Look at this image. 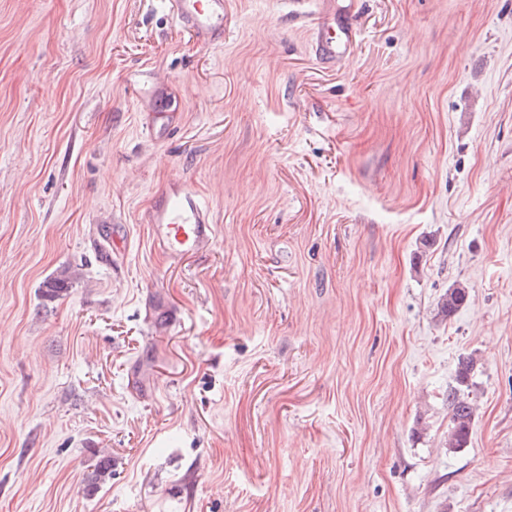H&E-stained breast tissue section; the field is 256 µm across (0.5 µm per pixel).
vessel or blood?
Listing matches in <instances>:
<instances>
[{
    "instance_id": "obj_1",
    "label": "vessel or blood",
    "mask_w": 512,
    "mask_h": 512,
    "mask_svg": "<svg viewBox=\"0 0 512 512\" xmlns=\"http://www.w3.org/2000/svg\"><path fill=\"white\" fill-rule=\"evenodd\" d=\"M169 14L196 42L210 46L224 40L225 0H164ZM335 0H289L296 12L308 15V48L324 68L341 65L352 53L357 30L352 8L335 7ZM153 245L172 261L206 252L216 228L210 210L190 182L182 177L168 182L147 214Z\"/></svg>"
}]
</instances>
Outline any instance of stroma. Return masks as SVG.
Returning <instances> with one entry per match:
<instances>
[{"label":"stroma","mask_w":512,"mask_h":512,"mask_svg":"<svg viewBox=\"0 0 512 512\" xmlns=\"http://www.w3.org/2000/svg\"><path fill=\"white\" fill-rule=\"evenodd\" d=\"M361 2L326 71L287 0L219 46L164 0H0V512H512V0ZM177 176L216 238L175 265ZM153 245L173 262L206 252L216 228L203 197L186 178H174L147 214ZM470 297V289L466 284L459 283L453 288H448V292L443 295L439 301V312L443 318H450L458 311ZM475 361L472 357L458 359L456 367L457 386L448 388V410L450 427L448 431V448H465L472 433L474 408L465 397L462 387H468L474 373Z\"/></svg>","instance_id":"stroma-1"}]
</instances>
